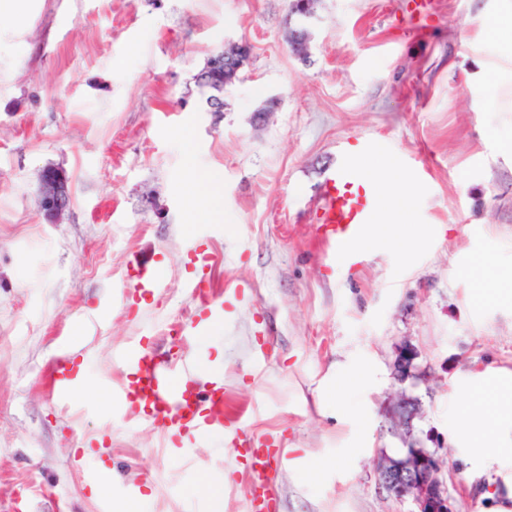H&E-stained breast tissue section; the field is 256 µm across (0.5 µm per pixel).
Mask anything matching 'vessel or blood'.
<instances>
[{
  "instance_id": "vessel-or-blood-1",
  "label": "vessel or blood",
  "mask_w": 512,
  "mask_h": 512,
  "mask_svg": "<svg viewBox=\"0 0 512 512\" xmlns=\"http://www.w3.org/2000/svg\"><path fill=\"white\" fill-rule=\"evenodd\" d=\"M368 154L365 143L355 150H342L339 162L322 184L317 232L329 263L356 266L365 258L368 228L378 218L383 194L382 187L364 173L362 162ZM163 286L156 270L143 265L125 280L122 293L150 295ZM113 359L122 377L112 394L121 406L132 407L139 423L184 431L191 446L200 437L219 434L231 450L252 449L256 479L248 512H275V500L263 477L267 470L285 465L288 458L269 448L254 447V438L244 423H225L223 387L215 385L209 391H200L196 369L188 360L174 354L158 356L141 339L116 350ZM73 375L67 363L53 368L49 384L58 401L72 397Z\"/></svg>"
}]
</instances>
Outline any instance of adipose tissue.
I'll use <instances>...</instances> for the list:
<instances>
[{
    "label": "adipose tissue",
    "instance_id": "1",
    "mask_svg": "<svg viewBox=\"0 0 512 512\" xmlns=\"http://www.w3.org/2000/svg\"><path fill=\"white\" fill-rule=\"evenodd\" d=\"M184 181L188 186L185 207L196 223H224V211L219 207L220 177L199 168L190 154L186 157ZM469 381L481 388L482 397L468 400L464 408L457 410L451 439L493 475L496 492L512 499V470L502 465L503 459L512 458V376L490 379L473 374Z\"/></svg>",
    "mask_w": 512,
    "mask_h": 512
}]
</instances>
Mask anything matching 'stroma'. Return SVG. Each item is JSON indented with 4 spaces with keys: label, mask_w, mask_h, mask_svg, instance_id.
<instances>
[{
    "label": "stroma",
    "mask_w": 512,
    "mask_h": 512,
    "mask_svg": "<svg viewBox=\"0 0 512 512\" xmlns=\"http://www.w3.org/2000/svg\"><path fill=\"white\" fill-rule=\"evenodd\" d=\"M35 0L24 27L0 22V512H208L191 487L224 479V512H247L253 482L222 439L181 455L160 430L114 416L112 352L200 309L183 281L194 218L183 205L185 154L223 174L222 224L201 225L217 261L206 278L227 299L222 321L183 343L224 380V412L247 415L290 462L269 478L276 512H410L379 490L377 451L402 450L387 415L416 397L415 437L445 461L461 512H512L453 448L449 410L468 371L512 372V112L498 111L512 43L489 26L498 0ZM304 24L310 59L288 46ZM252 47L224 109L208 112L195 76L225 43ZM277 108L264 125L254 110ZM363 139L385 171L426 180L409 196L396 245L392 217L371 229L367 262L327 269L313 234L316 201L342 142ZM63 169L71 202L48 223L43 167ZM155 261L166 287L125 302L131 259ZM496 279L480 287L475 264ZM410 343L425 378L398 383ZM268 355L254 371L257 352ZM81 367L84 390L54 398L48 372ZM363 371L339 405L324 385ZM112 484L91 495L85 471Z\"/></svg>",
    "instance_id": "35a3bbf8"
}]
</instances>
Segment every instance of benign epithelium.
I'll use <instances>...</instances> for the list:
<instances>
[{"label":"benign epithelium","mask_w":512,"mask_h":512,"mask_svg":"<svg viewBox=\"0 0 512 512\" xmlns=\"http://www.w3.org/2000/svg\"><path fill=\"white\" fill-rule=\"evenodd\" d=\"M309 32L300 24L292 31L293 52L302 58L308 55ZM251 54L245 42H231L224 49V84L234 81L238 71ZM40 208L50 224L59 222L68 209L67 178L62 170L54 166L44 167L39 174ZM416 350L409 344L400 346L393 364L394 378L405 383L422 379V372L415 364ZM421 412L417 398L400 395L391 407L389 415L401 437L413 436L414 421ZM445 463L435 452L418 445L414 440L402 452L389 454L378 449V486L397 501H411L414 512H455L444 481Z\"/></svg>","instance_id":"1"}]
</instances>
